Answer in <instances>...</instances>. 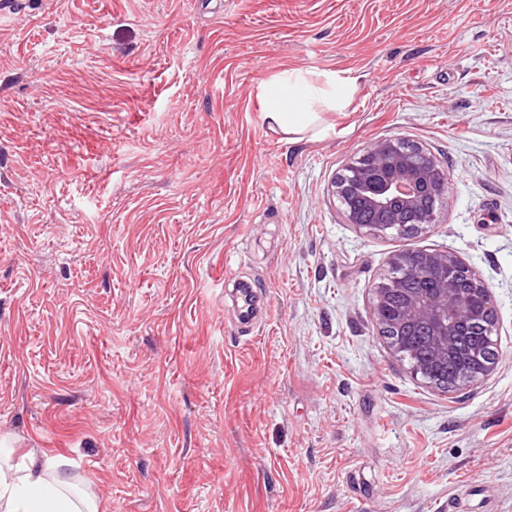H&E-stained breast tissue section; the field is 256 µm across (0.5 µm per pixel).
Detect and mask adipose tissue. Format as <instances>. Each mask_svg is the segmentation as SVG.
I'll use <instances>...</instances> for the list:
<instances>
[{
    "label": "adipose tissue",
    "instance_id": "ef3b65f1",
    "mask_svg": "<svg viewBox=\"0 0 512 512\" xmlns=\"http://www.w3.org/2000/svg\"><path fill=\"white\" fill-rule=\"evenodd\" d=\"M354 88L353 79L333 71L312 79L287 70L260 84L257 95L269 129L295 142L324 135L323 111H343ZM8 446L0 439V512H99L95 495L76 489L64 459L34 448L16 462Z\"/></svg>",
    "mask_w": 512,
    "mask_h": 512
}]
</instances>
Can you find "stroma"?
Listing matches in <instances>:
<instances>
[{
    "mask_svg": "<svg viewBox=\"0 0 512 512\" xmlns=\"http://www.w3.org/2000/svg\"><path fill=\"white\" fill-rule=\"evenodd\" d=\"M287 69L355 78L325 136L268 128L257 87ZM393 138L449 182L407 239L333 194ZM421 249L473 267L501 324L492 374L448 393L372 318ZM0 434L100 512H512V0H16Z\"/></svg>",
    "mask_w": 512,
    "mask_h": 512,
    "instance_id": "stroma-1",
    "label": "stroma"
}]
</instances>
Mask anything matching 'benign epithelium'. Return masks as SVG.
Returning a JSON list of instances; mask_svg holds the SVG:
<instances>
[{"instance_id": "7a95c632", "label": "benign epithelium", "mask_w": 512, "mask_h": 512, "mask_svg": "<svg viewBox=\"0 0 512 512\" xmlns=\"http://www.w3.org/2000/svg\"><path fill=\"white\" fill-rule=\"evenodd\" d=\"M447 175L423 146L381 140L352 158L335 181L345 223L370 234L418 233L439 221ZM389 266L426 280L414 290L394 281L375 289L372 314L392 353L414 375L450 392L487 378L498 361L499 318L491 288L460 256L430 249L394 255ZM468 277L459 285L454 273ZM419 335L425 353L412 360L405 337Z\"/></svg>"}]
</instances>
